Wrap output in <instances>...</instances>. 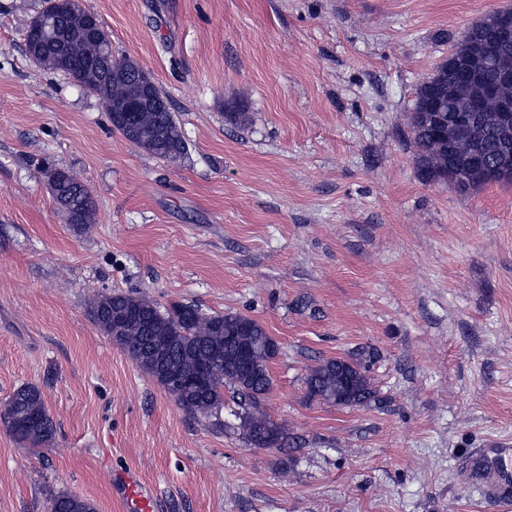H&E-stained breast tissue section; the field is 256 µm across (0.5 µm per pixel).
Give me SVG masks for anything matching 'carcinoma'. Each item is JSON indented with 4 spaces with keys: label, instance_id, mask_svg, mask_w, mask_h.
<instances>
[{
    "label": "carcinoma",
    "instance_id": "cac0c4a2",
    "mask_svg": "<svg viewBox=\"0 0 512 512\" xmlns=\"http://www.w3.org/2000/svg\"><path fill=\"white\" fill-rule=\"evenodd\" d=\"M47 28L32 26L26 31V52L36 62L52 72H62L74 78L104 106H118L133 99L138 80L127 73L118 83L93 77L87 72V62L97 61L110 68L111 42L84 38L83 23L71 13L70 4L60 6ZM448 84V59H443L434 72L418 88L414 110L421 109L425 99L437 87ZM159 105L157 112L132 113L131 125L114 122L112 127L126 140L162 160H175L186 154V141L170 111L165 93L154 87ZM417 147V168L433 172L448 167V144L438 139L434 128L419 121L409 122ZM505 149L493 131H486L476 147L467 142L459 145L458 153L481 156L488 165ZM57 195L55 202L65 213L74 230L80 232L96 221V204L88 188L71 170L55 169ZM91 315L106 335L119 336L121 346L132 361L157 381L177 403L193 415L210 417L224 407V394L235 404V416L243 438L256 448L269 447L270 434L280 439L279 447L295 444L288 430L273 422L259 402L266 391L269 351L275 340L258 321L240 312L206 314L194 305H174L161 309L148 295L140 292L114 290L102 294L91 304ZM164 340L167 350L162 358L155 356V342ZM252 349L255 369L233 370L224 361L234 356L239 340ZM350 371L354 390L347 406L378 402L377 391L366 368L354 357L332 358L310 368L305 377L307 393L328 403L336 401L344 372ZM0 422L18 441L33 447L45 446L55 434V424L42 394L34 385L18 387L0 410ZM51 507L58 512H96L94 505L77 497L58 495Z\"/></svg>",
    "mask_w": 512,
    "mask_h": 512
}]
</instances>
